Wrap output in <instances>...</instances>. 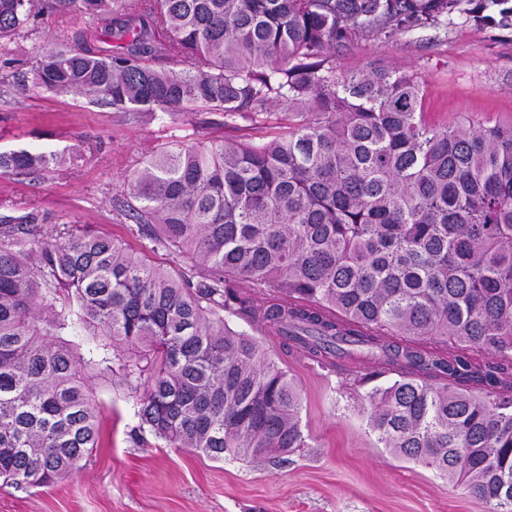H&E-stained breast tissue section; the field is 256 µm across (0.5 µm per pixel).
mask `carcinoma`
<instances>
[{
    "instance_id": "obj_1",
    "label": "carcinoma",
    "mask_w": 512,
    "mask_h": 512,
    "mask_svg": "<svg viewBox=\"0 0 512 512\" xmlns=\"http://www.w3.org/2000/svg\"><path fill=\"white\" fill-rule=\"evenodd\" d=\"M45 12L87 28L39 55L33 86L145 120L195 106L258 140L180 142L132 173L121 211L187 271L0 213V478L50 486L99 447L91 374L134 395L137 437L217 460L301 447L296 388L228 313L322 367L370 360L361 384L395 375L368 393L384 447L512 512V124L433 125L414 76L329 53L456 13L512 29V0H0L3 65ZM52 164L0 153L1 173Z\"/></svg>"
}]
</instances>
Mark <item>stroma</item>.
Listing matches in <instances>:
<instances>
[{"mask_svg":"<svg viewBox=\"0 0 512 512\" xmlns=\"http://www.w3.org/2000/svg\"><path fill=\"white\" fill-rule=\"evenodd\" d=\"M84 29L74 14L49 13L31 40L12 50L17 82L0 86V150L65 158L78 150L82 158L37 178L0 175V212L27 207L107 233L164 269L187 267L184 258L153 251L149 240L132 236L113 201L127 195L132 172L150 151L177 140L239 142L251 131L241 120L220 126L213 112L146 122L84 95L20 86L35 54L78 39ZM332 59L342 73L384 67L414 75L433 123L512 124V29L477 27L455 15L445 28L353 38L335 48ZM226 321L250 333L294 381L302 398L303 447L218 461L151 435L141 443L133 432L134 398L98 380L100 446L53 486L25 490L0 483V512H491L463 486L378 443L368 425V389L357 381L369 361L331 371L283 345L272 329L250 328L231 315Z\"/></svg>","mask_w":512,"mask_h":512,"instance_id":"obj_1","label":"stroma"}]
</instances>
